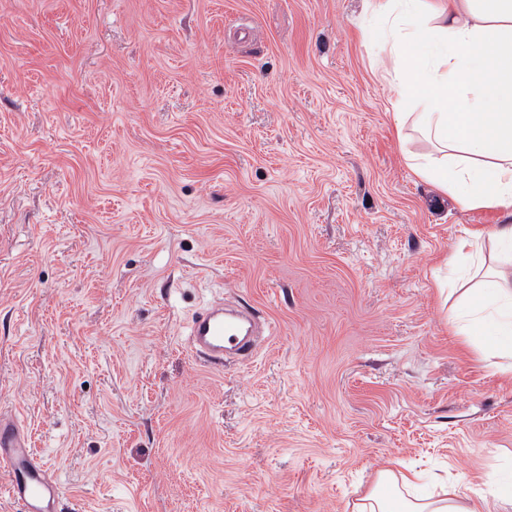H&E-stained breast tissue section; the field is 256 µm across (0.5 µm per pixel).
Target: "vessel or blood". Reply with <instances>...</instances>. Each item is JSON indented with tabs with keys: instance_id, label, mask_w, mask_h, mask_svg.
Masks as SVG:
<instances>
[{
	"instance_id": "1",
	"label": "vessel or blood",
	"mask_w": 512,
	"mask_h": 512,
	"mask_svg": "<svg viewBox=\"0 0 512 512\" xmlns=\"http://www.w3.org/2000/svg\"><path fill=\"white\" fill-rule=\"evenodd\" d=\"M188 336L199 359L212 369L223 367L227 352L235 351L247 358L253 354L244 318L227 314L220 301L192 317ZM0 471L7 474L8 492L16 512H56L61 494L58 481L28 448L19 423L2 413Z\"/></svg>"
}]
</instances>
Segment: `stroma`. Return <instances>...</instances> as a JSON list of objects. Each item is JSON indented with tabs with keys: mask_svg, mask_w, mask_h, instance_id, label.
Wrapping results in <instances>:
<instances>
[{
	"mask_svg": "<svg viewBox=\"0 0 512 512\" xmlns=\"http://www.w3.org/2000/svg\"><path fill=\"white\" fill-rule=\"evenodd\" d=\"M371 0H0V408L60 512H351L387 464L512 478V360L456 335L458 239ZM270 329L193 358L210 299Z\"/></svg>",
	"mask_w": 512,
	"mask_h": 512,
	"instance_id": "35a3bbf8",
	"label": "stroma"
}]
</instances>
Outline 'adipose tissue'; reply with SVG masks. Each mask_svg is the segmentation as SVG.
I'll return each mask as SVG.
<instances>
[{
	"mask_svg": "<svg viewBox=\"0 0 512 512\" xmlns=\"http://www.w3.org/2000/svg\"><path fill=\"white\" fill-rule=\"evenodd\" d=\"M386 19L377 59L394 93L398 127L413 125L431 143L408 155L411 168L463 207H491L494 262L512 263V0H373ZM420 106L404 112L407 100ZM457 335L512 353V278L497 272L452 306ZM420 473L384 469L353 512H478L461 482L420 490Z\"/></svg>",
	"mask_w": 512,
	"mask_h": 512,
	"instance_id": "adipose-tissue-1",
	"label": "adipose tissue"
}]
</instances>
